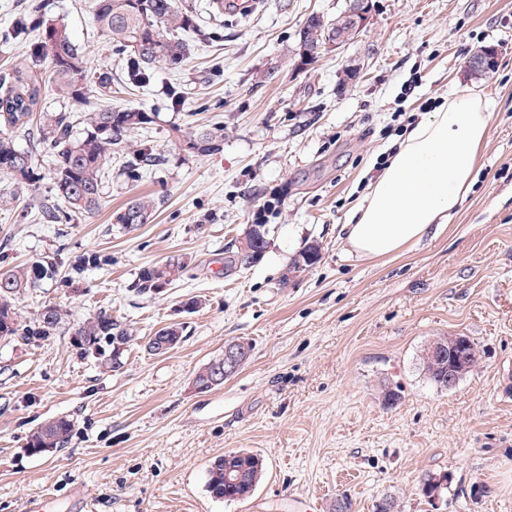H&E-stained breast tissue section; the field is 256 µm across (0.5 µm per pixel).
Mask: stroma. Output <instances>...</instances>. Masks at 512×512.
Listing matches in <instances>:
<instances>
[{
	"label": "stroma",
	"instance_id": "35a3bbf8",
	"mask_svg": "<svg viewBox=\"0 0 512 512\" xmlns=\"http://www.w3.org/2000/svg\"><path fill=\"white\" fill-rule=\"evenodd\" d=\"M27 2L0 0V74L29 57L30 39L10 36ZM40 2L111 71L113 108L149 113L130 146L147 144L166 161L132 183L113 159L98 212L72 224L24 213L31 192L0 176V195L19 196L0 210V271L55 255L64 275L86 252L112 257L72 286L50 281L20 297L21 315L48 303L77 319L104 311L139 336L116 375L73 354L61 334L0 340V512H23L45 490L50 512H68L80 489L94 512H333L342 497L352 512H373L386 495L401 512H512V0H373L358 38L308 66L301 25L313 12L335 17L346 0H257L244 15L181 0L201 29L189 37L191 56L136 90L94 25L95 0ZM488 45L498 68L475 75L468 61ZM259 72L272 80L255 83ZM173 88L183 95L177 108ZM451 93L482 95L495 114L474 188L404 253L350 254L344 226L398 141V113L426 118ZM217 122L220 153L181 150ZM140 194L155 209L126 230L115 215ZM270 200L263 257L225 270L226 249ZM310 244L317 263L289 274ZM171 258L186 260L187 274L163 295L136 294L140 270ZM194 297L202 307L183 312ZM173 322L184 325L179 347L147 351L144 337ZM448 334L474 339L482 359L445 391L417 356ZM233 340L251 343L247 363L196 391V370ZM386 382L401 390L390 408L378 400ZM57 415L73 418L71 443L28 454L29 432ZM240 449L263 456V482L244 502L212 498L210 462ZM428 474L448 478L433 504L420 492Z\"/></svg>",
	"mask_w": 512,
	"mask_h": 512
}]
</instances>
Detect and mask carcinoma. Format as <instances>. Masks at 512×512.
<instances>
[{
  "label": "carcinoma",
  "instance_id": "cac0c4a2",
  "mask_svg": "<svg viewBox=\"0 0 512 512\" xmlns=\"http://www.w3.org/2000/svg\"><path fill=\"white\" fill-rule=\"evenodd\" d=\"M93 20L110 48L127 55L129 84L144 88L154 79V69L163 63L182 65L190 56L189 42L182 33L195 29L194 16L177 6V0H96ZM333 21L309 15L303 26L306 41L316 47L323 43ZM38 32L39 41L32 49L30 62L15 67L0 78V174L14 180L20 189L37 192L49 180V198L39 202L44 219L53 224H71L75 219L95 214L101 205L106 184L112 179V156L129 149L128 136L150 122V116L138 109L115 110L98 107L90 112L50 111L45 106L46 79H51L60 97L86 104L96 94L112 92V73L91 66L83 50L70 37L64 22L49 20L32 7L20 14L14 33ZM24 139L27 147L19 148ZM224 141V128L186 137L181 149L188 154H217ZM52 160L50 174L42 173L39 158ZM165 158L148 145L133 150L125 162L126 176L135 182L141 171L162 165ZM153 200L145 196L131 199L116 216L117 223L133 230L147 222ZM267 237L266 225L248 232L244 245L225 257V267L247 269L255 264L251 255L255 235ZM319 249L307 247L294 263L293 271L304 270L317 262ZM112 257L99 252L85 253L71 265L62 282L69 284L83 278L88 268L109 265ZM187 262L170 260L144 268L136 291L152 294L163 281L168 285L180 280ZM59 274V263L51 255L32 263L0 272V339L29 344L47 341L61 329H67L71 350L81 357L94 355L109 373H119L125 366L126 347L137 339L129 325L99 312L82 320H70L72 313L57 304L41 307L24 319L15 309L16 296L34 291L46 280ZM467 342L462 375L471 373L481 361L475 341ZM421 371L438 388L445 389L448 369L457 361V345L446 336L426 341L418 356ZM224 371V359L216 357L196 372L198 384H207L210 376ZM75 424L67 416L53 417L34 428L25 449L41 455L66 447ZM242 473L238 482L230 481ZM263 475V460L250 451L226 452L216 457L207 470L206 490L211 497L224 501L249 499Z\"/></svg>",
  "mask_w": 512,
  "mask_h": 512
}]
</instances>
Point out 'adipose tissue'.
Wrapping results in <instances>:
<instances>
[{"label":"adipose tissue","instance_id":"adipose-tissue-1","mask_svg":"<svg viewBox=\"0 0 512 512\" xmlns=\"http://www.w3.org/2000/svg\"><path fill=\"white\" fill-rule=\"evenodd\" d=\"M494 114L469 95H449L402 138L346 226L349 252L362 259L411 248L432 225L447 223L476 179Z\"/></svg>","mask_w":512,"mask_h":512}]
</instances>
